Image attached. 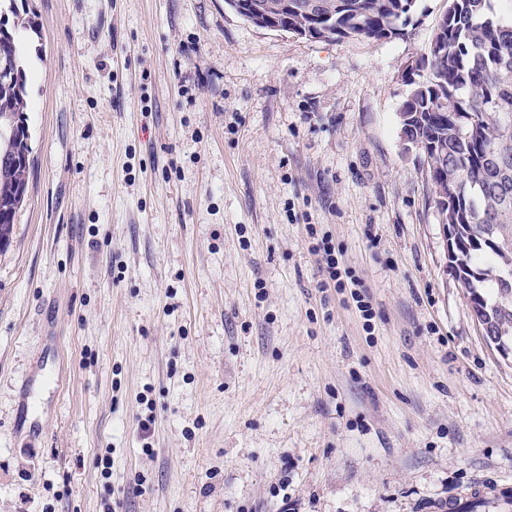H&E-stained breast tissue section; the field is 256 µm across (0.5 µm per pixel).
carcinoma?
I'll return each instance as SVG.
<instances>
[{"label":"carcinoma","mask_w":512,"mask_h":512,"mask_svg":"<svg viewBox=\"0 0 512 512\" xmlns=\"http://www.w3.org/2000/svg\"><path fill=\"white\" fill-rule=\"evenodd\" d=\"M17 0H0V244L10 246L27 197L31 145L25 123L24 67L15 32L3 15L19 17ZM311 16L290 12L282 31L312 29L349 36L402 35L415 0H320ZM443 40L448 52L423 61L400 113L401 132L420 144L434 186L451 189L448 206L463 220V246L449 258L474 315L495 346L512 349V17L492 0H448Z\"/></svg>","instance_id":"cac0c4a2"}]
</instances>
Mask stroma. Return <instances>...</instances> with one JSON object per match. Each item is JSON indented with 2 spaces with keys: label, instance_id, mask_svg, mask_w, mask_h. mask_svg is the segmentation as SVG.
<instances>
[{
  "label": "stroma",
  "instance_id": "1",
  "mask_svg": "<svg viewBox=\"0 0 512 512\" xmlns=\"http://www.w3.org/2000/svg\"><path fill=\"white\" fill-rule=\"evenodd\" d=\"M403 36L224 0H25L0 512H435L512 491V356L446 269ZM329 238L347 276L320 289Z\"/></svg>",
  "mask_w": 512,
  "mask_h": 512
}]
</instances>
